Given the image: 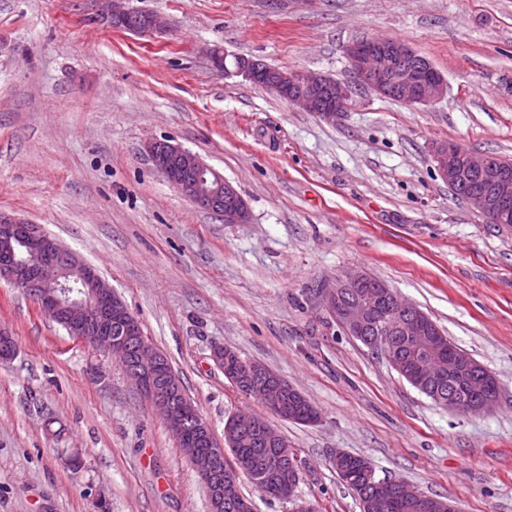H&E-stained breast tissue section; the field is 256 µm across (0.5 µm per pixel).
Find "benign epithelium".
<instances>
[{
	"label": "benign epithelium",
	"mask_w": 512,
	"mask_h": 512,
	"mask_svg": "<svg viewBox=\"0 0 512 512\" xmlns=\"http://www.w3.org/2000/svg\"><path fill=\"white\" fill-rule=\"evenodd\" d=\"M104 2L115 28L133 33H153L164 28L162 17L154 12L143 15L126 7L125 0ZM346 55L353 74L382 97L428 105L447 94L444 77L404 42L355 41L347 46ZM226 59L227 55L217 49L211 52L212 64L224 74L241 75L329 123L346 110L352 97V84L321 73L284 71L243 56L233 57L229 67ZM144 150L168 183L198 207L231 224L249 223L248 204L237 188L205 165L197 154L167 141H150ZM433 159L440 178L488 222L506 224L512 220V169L492 163L486 154L450 142L435 145ZM0 279L25 294L68 335L123 367L170 430L177 432L184 454L201 479L212 486V512H223L224 496L233 494L235 489L233 483L215 478L217 467L224 463L226 445L215 439L197 406L180 390L179 378L173 370L165 369L166 355L148 341L140 322L97 269L39 225L0 213ZM350 288L361 289L360 299L344 304L342 295ZM318 297L348 335L361 337L366 347L382 354L400 374L406 371L405 363L394 354L392 338L404 337L421 357L416 386L448 409L482 413L498 403L500 392L494 376L462 349L448 353V363L470 374L475 394L461 402L452 395L445 399L430 392V379L445 376L439 359V332L432 330L427 315L385 283L372 281L365 271L336 277L328 287L319 289ZM15 353L13 337L0 329V365L10 362ZM252 368L273 380L261 389L260 395L271 411L280 410L283 385L275 381L277 374L257 361ZM227 426L236 438L258 437L280 448L288 447V439L262 418L235 414L228 417ZM203 441L212 453L197 452ZM399 495L426 498L405 483L379 479L364 502L366 512H377Z\"/></svg>",
	"instance_id": "7a95c632"
}]
</instances>
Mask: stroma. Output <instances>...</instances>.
<instances>
[{"mask_svg":"<svg viewBox=\"0 0 512 512\" xmlns=\"http://www.w3.org/2000/svg\"><path fill=\"white\" fill-rule=\"evenodd\" d=\"M168 27L113 28L96 0H0V212L95 265L164 352L216 438L265 407L213 361L231 346L296 387L315 425L271 417L301 462L297 495L362 512L330 467L365 457L461 512H512V227L438 175L452 142L512 158V0H129ZM392 39L443 75L429 105L357 84L335 123L214 70L216 48L352 80L345 47ZM167 140L232 182L227 224L159 174ZM363 270L496 377L497 406L448 410L347 336L316 291ZM0 512H208L190 461L121 366L0 281ZM78 455L80 469L67 459Z\"/></svg>","mask_w":512,"mask_h":512,"instance_id":"35a3bbf8","label":"stroma"}]
</instances>
